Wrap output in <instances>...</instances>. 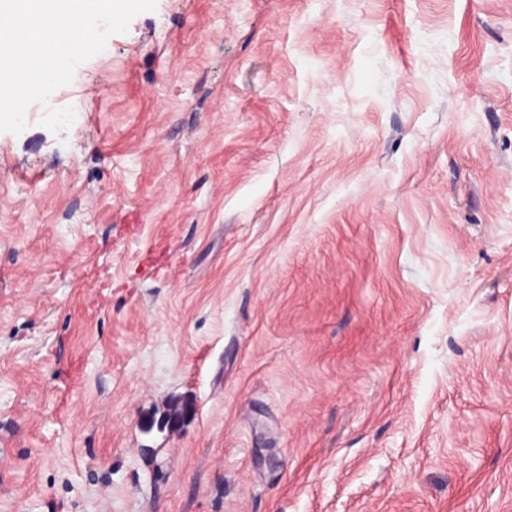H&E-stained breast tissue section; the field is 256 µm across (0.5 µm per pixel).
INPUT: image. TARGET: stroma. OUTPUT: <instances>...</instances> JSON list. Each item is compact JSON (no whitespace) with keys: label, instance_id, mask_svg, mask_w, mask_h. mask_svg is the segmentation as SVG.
Returning a JSON list of instances; mask_svg holds the SVG:
<instances>
[{"label":"stroma","instance_id":"1","mask_svg":"<svg viewBox=\"0 0 512 512\" xmlns=\"http://www.w3.org/2000/svg\"><path fill=\"white\" fill-rule=\"evenodd\" d=\"M111 41L0 132V512H512V0Z\"/></svg>","mask_w":512,"mask_h":512}]
</instances>
